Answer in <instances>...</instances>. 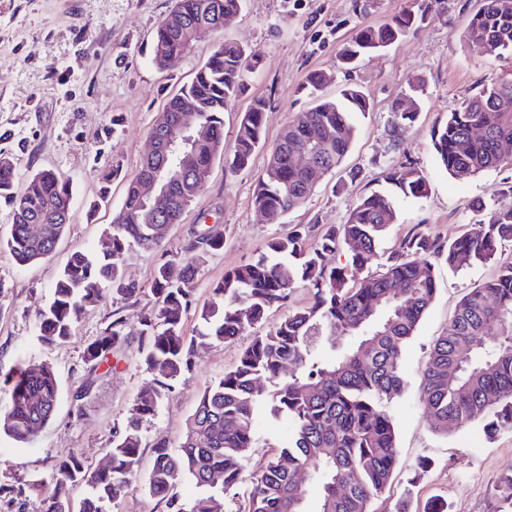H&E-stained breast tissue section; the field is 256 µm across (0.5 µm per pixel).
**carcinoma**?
<instances>
[{"label": "carcinoma", "mask_w": 512, "mask_h": 512, "mask_svg": "<svg viewBox=\"0 0 512 512\" xmlns=\"http://www.w3.org/2000/svg\"><path fill=\"white\" fill-rule=\"evenodd\" d=\"M240 2L175 0L156 28L153 63L161 70H177L193 51V27L210 24L222 30L218 21L238 10ZM424 21V15L408 12L366 27L342 49L341 58L350 64L420 29ZM464 37L482 54L512 55V0H482ZM258 68L259 62L237 42L214 47L190 83L165 106L173 121L184 109H195L205 133L189 135L143 161L126 180L123 203L112 215L110 247L95 254L74 252L53 284L51 303L37 316L38 341L53 345L72 335L84 306L108 293L128 301L148 290L155 298L139 332L140 365L152 380L136 394L126 423L114 428L108 465L93 469L78 453L57 461L43 512H107L106 505L123 497L140 473L142 422L159 411L167 394L191 370L197 348L231 342L264 323L268 312L284 305L299 284L309 289V304L240 350L235 366L201 393L176 446L165 439L154 443L143 487L165 503L168 512H222L220 496L242 479L255 444V423L264 415L287 420L288 443L253 476L248 512H307L308 488L297 484L298 468L307 469L320 489L315 512H373L398 462L387 407L407 387L401 360L434 300L436 267L486 262L495 258L501 242H512L510 207L446 242L410 232L386 257L381 273L365 276L364 269L378 257V244L396 217L395 198L373 192L354 203L345 223L325 228L316 248H305L303 233L296 229L272 238L264 252L224 273L199 311L201 327L195 335H185L183 321L195 305L197 273L224 242L206 230L194 232L170 255L165 249L166 223H179L200 197L216 159L224 158L233 172L250 167L263 142L267 101L256 99L245 112L229 155L224 154L223 117L246 89V74ZM329 80L324 72L308 77L307 89L316 103L284 128L256 180L253 205L265 212L269 224L283 223L321 182L316 171L294 165L291 154L303 150L314 156L323 173H334L356 137L353 115L369 109L356 88L344 89L336 99L322 96ZM506 96L512 98L511 81L488 85L433 130L437 158L450 175L465 179L504 162L502 144L512 143V112L499 109ZM393 112L397 142L417 110L404 108L399 100ZM311 127L321 130L316 140L309 136ZM476 129L481 135H474ZM183 158L188 178L170 185L174 205L159 224L141 199L139 182L158 172L160 186L169 185ZM380 178L406 199H420L428 192L426 177L411 162L381 172ZM0 199L8 204L11 218L0 251L19 265L49 258L70 223L69 183L43 170L18 188L13 158L1 151ZM36 223L44 226L39 238L28 231V225ZM133 245L161 253L147 290L124 275ZM340 250L346 253L345 264L328 265L326 257ZM381 297L387 306L372 311ZM336 334L347 342L336 346ZM124 336V321L117 318L88 343L83 352L88 371L108 361ZM287 364L296 369L288 377L282 375ZM420 386L421 402L437 428L480 422L489 435L512 431V259L500 263L495 278L461 298L448 328L434 341ZM59 398L53 368L28 365L12 384L9 406L0 415V433L17 443L30 441L53 419ZM185 480L198 489L191 500L177 492ZM78 485L85 487V494L75 504L70 491Z\"/></svg>", "instance_id": "carcinoma-1"}]
</instances>
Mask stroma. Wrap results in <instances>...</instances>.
Masks as SVG:
<instances>
[{
  "label": "stroma",
  "instance_id": "stroma-1",
  "mask_svg": "<svg viewBox=\"0 0 512 512\" xmlns=\"http://www.w3.org/2000/svg\"><path fill=\"white\" fill-rule=\"evenodd\" d=\"M174 0H0V149L11 153L17 182L34 172L53 170L72 187V218L51 259L18 265L0 253V411L10 397L8 376L32 363L49 364L60 384L53 420L30 443L0 436V512H41L40 491L25 497L5 495L38 478H49L53 465L72 452L88 464L104 466L114 426L123 424L137 392L149 377L139 365V321L154 305L147 288L159 262L155 252L131 249L124 272L145 286L137 300L106 296L85 307L65 342L44 346L36 339L35 315L50 299L52 285L71 254L101 250L112 212L123 201L125 179L133 177L149 149L148 131L168 100L190 82L196 68L221 41L243 45L261 61L245 92L224 113V146L232 148L240 119L253 101L266 99L264 146L249 169L233 173L216 160L203 194L173 225L169 252H177L191 231L207 229L223 237L196 279V302L204 304L225 272L256 257L275 236L304 227L305 245L314 248L323 229L345 223L353 202L387 191L383 170L411 161L421 169L429 191L421 199L397 203V219L385 234L381 254L397 249L414 228L454 238L487 223L495 211L512 206V162L460 181L438 163L432 131L449 112L494 81H512V56L494 58L469 48L467 19L480 0H241L237 16L223 30L203 34L193 52L174 72L152 62L151 45L159 21ZM427 10L418 31L384 50L344 68L340 50L360 29L381 25L405 11ZM330 81L323 90L338 97L358 87L369 110L357 114V134L341 169L320 183L285 223L264 222L253 206L255 178L282 129L307 111L303 89L310 72ZM420 81L424 93L400 146H392V106L409 83ZM114 172L108 205L97 206L101 178ZM512 258V243L499 246L496 261L460 269L439 267L435 299L403 354L409 382L392 401L398 465L377 512H500L502 480L512 475V432L487 436L480 424L437 430L420 402L419 375L434 339L448 326L467 291L491 279L497 261ZM125 322L127 339L108 363L88 374L82 362L87 343L113 317ZM237 342L199 349L187 372L165 397L158 413L145 419L142 471L153 461V443H178L201 392L236 362ZM88 394H81L83 384ZM250 449L246 481L225 492L223 512H247L250 476L271 458L285 430L263 423Z\"/></svg>",
  "mask_w": 512,
  "mask_h": 512
}]
</instances>
